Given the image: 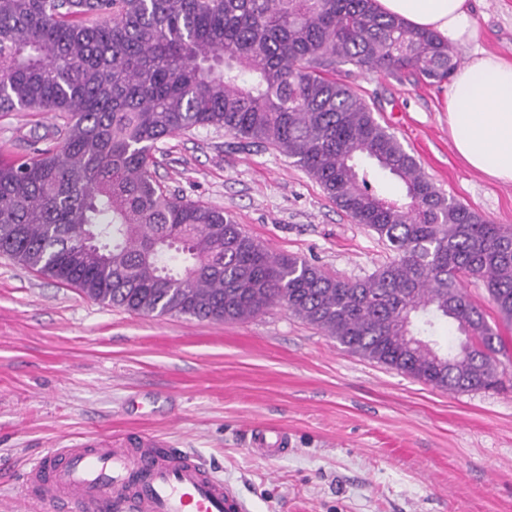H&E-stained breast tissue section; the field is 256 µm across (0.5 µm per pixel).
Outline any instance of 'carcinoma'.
I'll return each instance as SVG.
<instances>
[{
    "instance_id": "carcinoma-1",
    "label": "carcinoma",
    "mask_w": 512,
    "mask_h": 512,
    "mask_svg": "<svg viewBox=\"0 0 512 512\" xmlns=\"http://www.w3.org/2000/svg\"><path fill=\"white\" fill-rule=\"evenodd\" d=\"M457 66L374 0H0V112H50L62 142L0 164V253L108 306L236 322L280 305L348 351L448 391L501 383L512 225L447 197L336 68ZM214 127L294 160L393 252L370 277L269 253L150 171L162 139ZM387 177L398 197L378 185ZM456 334L441 346L444 327Z\"/></svg>"
}]
</instances>
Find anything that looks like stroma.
<instances>
[{"label": "stroma", "mask_w": 512, "mask_h": 512, "mask_svg": "<svg viewBox=\"0 0 512 512\" xmlns=\"http://www.w3.org/2000/svg\"><path fill=\"white\" fill-rule=\"evenodd\" d=\"M476 36L453 46L512 60V0H471ZM447 196L512 225V184L457 156L448 87L404 71H338ZM47 112L0 113V162L57 145ZM151 172L172 193L223 209L266 250L346 279L390 253L291 159L211 127L164 138ZM470 300L498 329L504 385L451 392L369 362L274 306L232 323L107 306L0 254V499H23L44 449L89 435L163 436L195 455L250 512H512V324L481 281ZM287 455L252 450L263 431Z\"/></svg>", "instance_id": "35a3bbf8"}]
</instances>
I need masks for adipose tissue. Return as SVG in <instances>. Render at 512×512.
<instances>
[{"instance_id":"adipose-tissue-1","label":"adipose tissue","mask_w":512,"mask_h":512,"mask_svg":"<svg viewBox=\"0 0 512 512\" xmlns=\"http://www.w3.org/2000/svg\"><path fill=\"white\" fill-rule=\"evenodd\" d=\"M379 11L448 44L474 37L469 0H375ZM448 128L469 168L512 183V61L480 53L456 70L448 86Z\"/></svg>"}]
</instances>
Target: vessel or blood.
<instances>
[{"label": "vessel or blood", "instance_id": "1", "mask_svg": "<svg viewBox=\"0 0 512 512\" xmlns=\"http://www.w3.org/2000/svg\"><path fill=\"white\" fill-rule=\"evenodd\" d=\"M25 481L50 512H246L193 455L152 435L118 446L100 436L48 449Z\"/></svg>", "mask_w": 512, "mask_h": 512}]
</instances>
